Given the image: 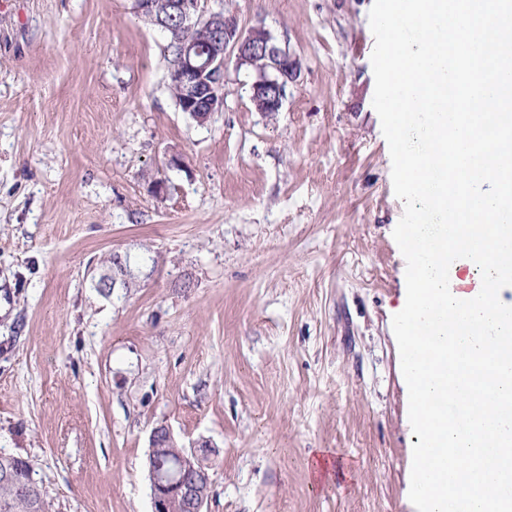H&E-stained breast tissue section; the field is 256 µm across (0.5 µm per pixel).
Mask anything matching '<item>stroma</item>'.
Masks as SVG:
<instances>
[{
    "mask_svg": "<svg viewBox=\"0 0 512 512\" xmlns=\"http://www.w3.org/2000/svg\"><path fill=\"white\" fill-rule=\"evenodd\" d=\"M372 5L208 0L301 70L264 115L227 58L200 124L133 0H0V453L52 512H151L159 425L208 512H416Z\"/></svg>",
    "mask_w": 512,
    "mask_h": 512,
    "instance_id": "1",
    "label": "stroma"
}]
</instances>
